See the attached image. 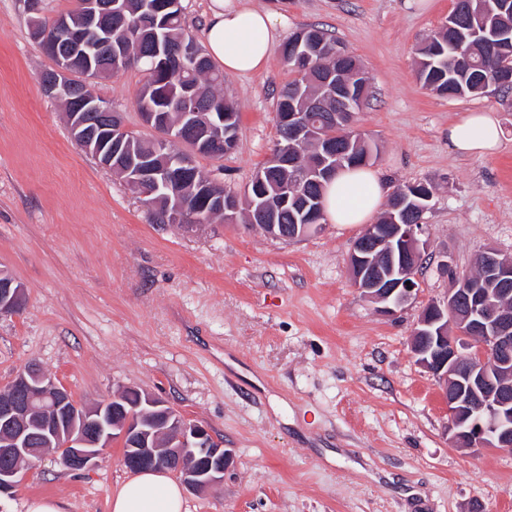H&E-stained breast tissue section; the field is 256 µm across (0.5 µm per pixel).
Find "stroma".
Here are the masks:
<instances>
[{
  "label": "stroma",
  "instance_id": "1",
  "mask_svg": "<svg viewBox=\"0 0 512 512\" xmlns=\"http://www.w3.org/2000/svg\"><path fill=\"white\" fill-rule=\"evenodd\" d=\"M278 11L284 38L333 33L370 77L354 127L375 144L386 191L424 183L428 246L415 300L391 315L351 279L360 224L284 240L235 223L154 224L121 179L72 139L40 74L23 0H0V269L25 289L0 318V385L37 363L81 405L132 388L207 427L232 453L222 484L186 493L187 512H512V454L454 446L448 402L410 350L417 319L446 299L449 271L486 248L512 254V92L449 98L418 76L427 35L454 0H253ZM281 48L259 72L224 78L240 113L236 148L197 165L243 194L278 139L276 100L290 81ZM144 75L94 86L139 130ZM490 108L499 151L462 157L448 125ZM114 440L96 466L35 461L0 512L34 497L64 512H111L133 473Z\"/></svg>",
  "mask_w": 512,
  "mask_h": 512
}]
</instances>
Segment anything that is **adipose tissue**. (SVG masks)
<instances>
[{
	"label": "adipose tissue",
	"instance_id": "ef3b65f1",
	"mask_svg": "<svg viewBox=\"0 0 512 512\" xmlns=\"http://www.w3.org/2000/svg\"><path fill=\"white\" fill-rule=\"evenodd\" d=\"M285 27L283 16L257 8L249 0H208L204 46L208 57L225 73L263 70ZM448 143L463 156H485L497 151L502 131L490 109L465 114L448 126ZM384 183L372 169L343 168L326 183L325 219L332 224H363L377 211ZM181 487L165 472L144 470L114 491L111 512H184Z\"/></svg>",
	"mask_w": 512,
	"mask_h": 512
}]
</instances>
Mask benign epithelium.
Returning a JSON list of instances; mask_svg holds the SVG:
<instances>
[{"label": "benign epithelium", "instance_id": "obj_1", "mask_svg": "<svg viewBox=\"0 0 512 512\" xmlns=\"http://www.w3.org/2000/svg\"><path fill=\"white\" fill-rule=\"evenodd\" d=\"M118 0H86L78 15L61 13L54 24L73 47L84 44V31L100 28L112 31L113 6ZM457 11L448 15L446 28L460 31L454 42L453 65L467 69L471 59L465 51L467 41L479 35V29L459 30ZM299 60L306 63L321 55L340 60L346 56L336 44L322 48L313 41H297ZM45 83L52 97H71L75 84L73 74L61 59L51 60ZM323 83L336 98L334 119L351 126L354 117L347 83L341 69L324 74ZM76 110L67 116L76 142L104 168L128 175L130 185L141 197L153 194H177L176 185L187 170L196 167L195 159L208 156L212 148L224 143V113L192 111L191 95L182 98L184 112L178 125L171 126L162 112H143V128L168 142L177 141L182 150L173 153L172 163L159 166L153 156L137 148L141 136L129 130L122 113L95 97L77 99ZM105 113L109 134L100 138L98 131L88 128L86 113ZM288 128V141L300 142L320 138L318 124L301 112H288L278 117ZM325 151L312 170H303L302 178L313 176L330 179L340 165L338 155ZM423 202L401 196L397 209L412 217L409 224H369L363 239L354 243L348 265L358 288L382 304V312L393 313L414 299L417 290V258L427 248L421 240L425 233L424 214L429 209ZM252 222L266 233L279 238L294 239L322 227L315 224H294L290 228L278 223V213L264 205L257 207ZM483 275L466 276L455 282L442 302L427 304L412 332L411 353L418 364L439 379L448 400L450 440L459 448L473 451L492 448L512 452V305L499 302L512 294V259L488 248L482 254ZM25 299L24 288L10 274L0 271V318L20 311ZM120 397H112L94 406L74 403L69 391L31 365L0 386V496L9 495L18 486L25 465L32 456L57 451L66 456L72 469H86L97 464L101 451L114 438L113 432L127 443L124 462L138 470L152 465L160 452L177 460L175 471L192 492L206 493L224 481V471L231 453L214 441L210 431L184 419L162 399L148 393L140 402L161 408L165 443L150 442L152 429L146 427L142 414L126 410ZM112 412V424L101 419L103 409Z\"/></svg>", "mask_w": 512, "mask_h": 512}]
</instances>
